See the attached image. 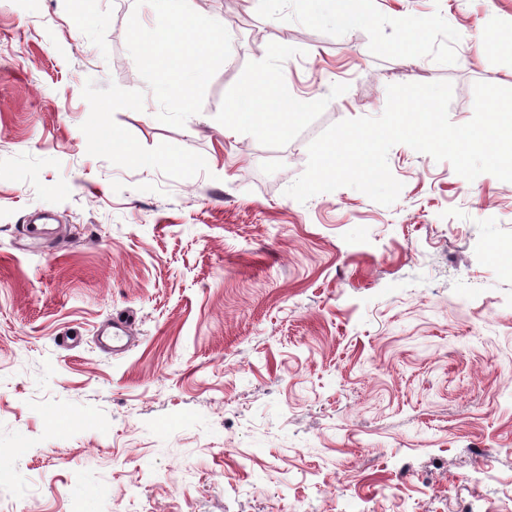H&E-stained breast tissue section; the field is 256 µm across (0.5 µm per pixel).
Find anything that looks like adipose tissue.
I'll return each instance as SVG.
<instances>
[{
  "mask_svg": "<svg viewBox=\"0 0 512 512\" xmlns=\"http://www.w3.org/2000/svg\"><path fill=\"white\" fill-rule=\"evenodd\" d=\"M174 2L154 0L155 11L164 21L138 46L143 58L162 59L157 93L175 108L185 110L208 80L212 68L223 62L218 51L222 37L214 32L200 34L196 17L187 11H175ZM302 115L301 108L293 102L276 104L274 111H267L260 85L252 80L227 101L222 124L228 131L251 130L283 136L288 132L289 122Z\"/></svg>",
  "mask_w": 512,
  "mask_h": 512,
  "instance_id": "obj_1",
  "label": "adipose tissue"
}]
</instances>
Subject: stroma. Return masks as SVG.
Wrapping results in <instances>:
<instances>
[{"instance_id": "stroma-1", "label": "stroma", "mask_w": 512, "mask_h": 512, "mask_svg": "<svg viewBox=\"0 0 512 512\" xmlns=\"http://www.w3.org/2000/svg\"><path fill=\"white\" fill-rule=\"evenodd\" d=\"M185 7L236 34L179 111L143 0H0V512H512V183L398 144L393 205L285 193L388 85L450 81L457 125L474 83L512 88V0ZM261 76L304 121L224 138ZM36 211L59 247L20 246ZM127 313L134 346L101 354Z\"/></svg>"}]
</instances>
